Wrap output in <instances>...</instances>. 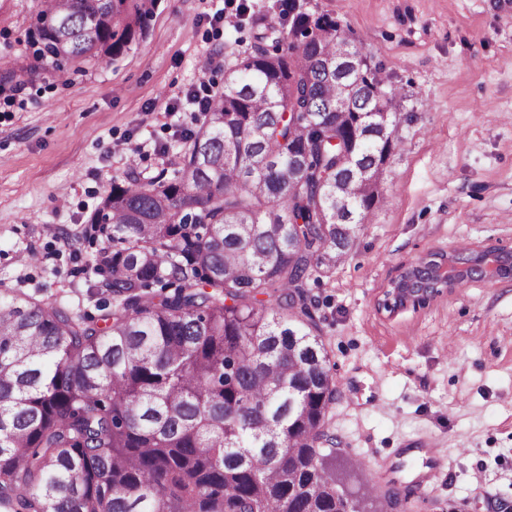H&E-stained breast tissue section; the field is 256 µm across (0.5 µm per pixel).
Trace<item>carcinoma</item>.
Returning a JSON list of instances; mask_svg holds the SVG:
<instances>
[{"label": "carcinoma", "instance_id": "cac0c4a2", "mask_svg": "<svg viewBox=\"0 0 512 512\" xmlns=\"http://www.w3.org/2000/svg\"><path fill=\"white\" fill-rule=\"evenodd\" d=\"M157 0H41L36 62L122 55ZM224 71L178 161L131 167L90 230L98 318L0 292V505L14 512H336V391L307 281L345 260L401 143V88L288 0ZM67 50L58 51L61 41ZM385 112L389 125L379 124ZM263 163L257 169L254 161ZM357 188L333 224L336 188Z\"/></svg>", "mask_w": 512, "mask_h": 512}]
</instances>
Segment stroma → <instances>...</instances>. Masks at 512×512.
<instances>
[{"mask_svg":"<svg viewBox=\"0 0 512 512\" xmlns=\"http://www.w3.org/2000/svg\"><path fill=\"white\" fill-rule=\"evenodd\" d=\"M387 81L411 122L386 166L389 204L350 255L310 280L336 379L324 450L367 512H488L512 501V279L442 289L422 308H383L410 266L462 245L512 247V0H305ZM39 0H0V74L32 61ZM280 0H157L119 58L42 66L0 92V290L98 315L110 301L82 230L129 167L170 168L193 128L191 96L214 94ZM39 260L24 261L27 252ZM445 458L425 491L413 445Z\"/></svg>","mask_w":512,"mask_h":512,"instance_id":"stroma-1","label":"stroma"}]
</instances>
